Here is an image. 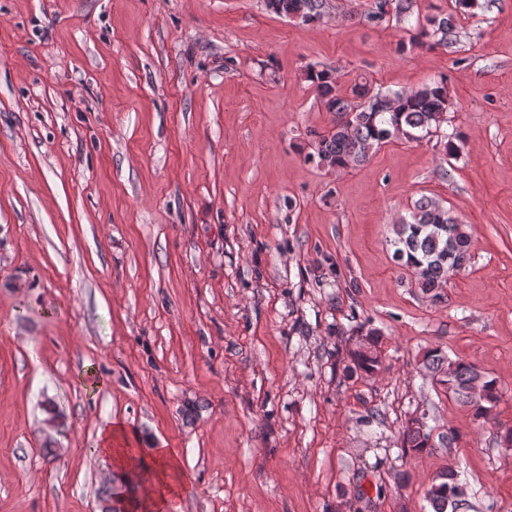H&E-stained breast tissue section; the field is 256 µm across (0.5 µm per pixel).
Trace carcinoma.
<instances>
[{
	"instance_id": "1",
	"label": "carcinoma",
	"mask_w": 512,
	"mask_h": 512,
	"mask_svg": "<svg viewBox=\"0 0 512 512\" xmlns=\"http://www.w3.org/2000/svg\"><path fill=\"white\" fill-rule=\"evenodd\" d=\"M278 14L303 21L323 16L324 0H268ZM398 13L409 10L406 0H376L369 16L373 22L385 20L389 7ZM456 29V15L450 13L428 21L417 29L413 40L429 46L448 45ZM306 78L312 83L327 111L334 114L333 126L315 132L314 148L319 162L329 168H354L364 164L371 151L396 138L419 141L437 132L447 121L452 99L447 79L441 77L411 92L375 91L372 85L358 82L344 91L331 70L309 68ZM393 257L412 270L416 283L426 294L443 287L450 268L463 266L470 258L469 236L448 209L430 197L415 202L410 220L395 226ZM380 336L371 332L362 348L354 355V365L366 374L381 368L378 355ZM423 364L437 372H446L441 380L448 396L470 408L474 416H486L498 401L497 380L478 366L463 360H451L437 349L428 351ZM431 430L406 426L404 448L421 454L430 448ZM463 488L453 467L443 472L434 483L428 498L433 512H456Z\"/></svg>"
}]
</instances>
